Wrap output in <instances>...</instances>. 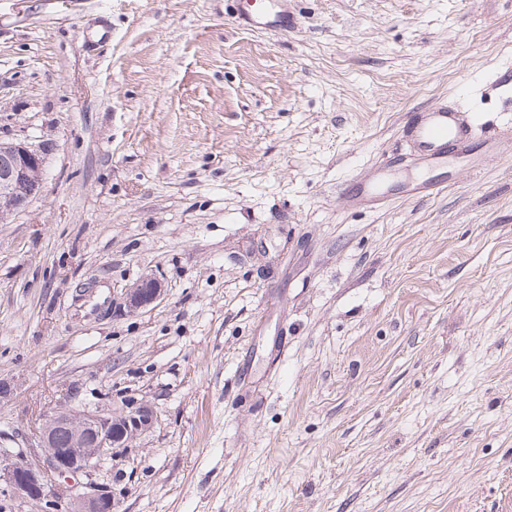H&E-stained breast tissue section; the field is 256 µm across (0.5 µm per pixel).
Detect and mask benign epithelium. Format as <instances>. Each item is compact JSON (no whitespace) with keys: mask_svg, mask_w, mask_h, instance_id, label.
I'll return each instance as SVG.
<instances>
[{"mask_svg":"<svg viewBox=\"0 0 512 512\" xmlns=\"http://www.w3.org/2000/svg\"><path fill=\"white\" fill-rule=\"evenodd\" d=\"M44 163V147L0 140V218L23 208L40 191ZM163 294L160 281L145 278L126 293V306L137 311ZM155 419L148 404L107 415L59 411L46 419L30 447L0 448V481L21 499L60 496L68 501L69 512H117L115 497L93 483L95 467L102 458L132 447ZM61 429L70 435L66 448L56 443Z\"/></svg>","mask_w":512,"mask_h":512,"instance_id":"1","label":"benign epithelium"}]
</instances>
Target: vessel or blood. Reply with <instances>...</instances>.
<instances>
[{"instance_id":"1","label":"vessel or blood","mask_w":512,"mask_h":512,"mask_svg":"<svg viewBox=\"0 0 512 512\" xmlns=\"http://www.w3.org/2000/svg\"><path fill=\"white\" fill-rule=\"evenodd\" d=\"M239 25L257 31L285 33L292 29L293 19L282 6V0H234ZM474 133L470 120L458 111L441 105L420 113L410 128L415 159L420 164H434L449 152L470 143ZM339 199L353 207L385 203L386 191L381 183L348 181L341 185Z\"/></svg>"}]
</instances>
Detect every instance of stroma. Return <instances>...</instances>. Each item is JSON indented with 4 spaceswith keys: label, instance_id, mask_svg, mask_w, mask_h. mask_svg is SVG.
I'll use <instances>...</instances> for the list:
<instances>
[{
    "label": "stroma",
    "instance_id": "obj_1",
    "mask_svg": "<svg viewBox=\"0 0 512 512\" xmlns=\"http://www.w3.org/2000/svg\"><path fill=\"white\" fill-rule=\"evenodd\" d=\"M0 0V140L47 150L0 222V434L153 427L119 512H512V0ZM444 101L477 142L436 196L342 182ZM164 297L135 312L129 288ZM239 25L250 30L288 33L293 18L282 7L283 0H232ZM338 197L351 207L381 205L387 199L380 181H347L339 188ZM164 290L161 282L156 279L140 280L134 288H130L126 293V306L130 311L147 307L161 299Z\"/></svg>",
    "mask_w": 512,
    "mask_h": 512
}]
</instances>
